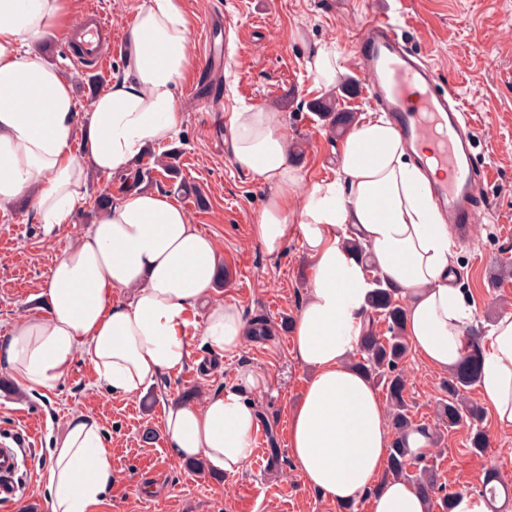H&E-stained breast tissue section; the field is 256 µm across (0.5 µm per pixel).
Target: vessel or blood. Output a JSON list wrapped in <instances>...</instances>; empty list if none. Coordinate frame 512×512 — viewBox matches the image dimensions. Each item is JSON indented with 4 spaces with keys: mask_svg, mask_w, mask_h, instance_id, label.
I'll return each mask as SVG.
<instances>
[{
    "mask_svg": "<svg viewBox=\"0 0 512 512\" xmlns=\"http://www.w3.org/2000/svg\"><path fill=\"white\" fill-rule=\"evenodd\" d=\"M109 24L97 9H90L71 42L69 59L98 70L105 60L99 50ZM356 45L365 77L364 92L375 107L393 120L407 144L429 140L431 154H417L419 165L428 159L445 166L450 178L431 186V194L446 222L459 238H467L476 221L480 199L475 188L471 141L462 131L468 115L450 86L444 84L424 59L409 51L391 16L374 12ZM25 435L0 439V502L14 500L22 490L20 471L26 465Z\"/></svg>",
    "mask_w": 512,
    "mask_h": 512,
    "instance_id": "obj_1",
    "label": "vessel or blood"
}]
</instances>
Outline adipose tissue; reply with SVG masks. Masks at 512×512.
I'll list each match as a JSON object with an SVG mask.
<instances>
[{
	"label": "adipose tissue",
	"instance_id": "obj_1",
	"mask_svg": "<svg viewBox=\"0 0 512 512\" xmlns=\"http://www.w3.org/2000/svg\"><path fill=\"white\" fill-rule=\"evenodd\" d=\"M73 26V0H0V206L26 199L39 223L72 224L86 207L90 173L130 172L184 125L175 96L193 65L181 0H146L127 35V78L78 113L72 82L40 48ZM233 165L268 189L252 234L271 257L299 239L310 287L292 326L304 370L288 425L304 484L341 506L369 498L371 512H431L433 499L386 478L392 434L375 385L354 366L372 311V276L406 308L405 333L424 365L454 370L482 360L481 390L499 425L512 428V312L480 341L473 305L456 284L453 242L431 197L437 168L423 169L385 113L353 123L337 176L304 183L273 113L255 106L224 116ZM371 251L365 264L346 242ZM221 258L170 195L134 187L113 200L62 252L38 294L44 314L19 319L0 340V367L29 391L53 389L83 356L112 392L142 395L191 360L189 313L206 303L203 342L237 353L246 325L237 306L213 300ZM127 291L115 299L116 291ZM263 375L241 370L202 404L177 401L163 436L178 459H201L224 476L253 454ZM49 512H94L112 486V458L96 418L72 416L46 467Z\"/></svg>",
	"mask_w": 512,
	"mask_h": 512
}]
</instances>
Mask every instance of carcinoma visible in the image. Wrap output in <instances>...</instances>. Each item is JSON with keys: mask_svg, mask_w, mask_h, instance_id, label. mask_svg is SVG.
<instances>
[{"mask_svg": "<svg viewBox=\"0 0 512 512\" xmlns=\"http://www.w3.org/2000/svg\"><path fill=\"white\" fill-rule=\"evenodd\" d=\"M336 101L333 99L318 100L312 103L311 109L316 112L329 130L342 134L353 120L350 112L335 111ZM372 309L383 316L389 323V335L377 336L371 330L362 336L360 352L362 360L358 367L376 381L386 391V398L391 407L389 422L395 438L389 451V471L395 475H403L412 479L429 495L436 496L437 483L432 471L422 465L424 459L415 457L406 444V435L415 423L408 415V404L405 397L407 380L404 375L403 362L409 351V344L404 334L405 309L395 297L391 288L378 287L372 294ZM247 335L254 339H265L271 335L268 320L255 316L247 322ZM481 361L469 357L455 370L442 391L446 400L441 402V417L448 427L457 426L463 419H469L476 430L470 444L471 450L480 453L486 446V437L479 424L483 418L482 409L475 404L464 401L467 387L479 382L481 378ZM413 465L419 466L416 472L409 471Z\"/></svg>", "mask_w": 512, "mask_h": 512, "instance_id": "1", "label": "carcinoma"}]
</instances>
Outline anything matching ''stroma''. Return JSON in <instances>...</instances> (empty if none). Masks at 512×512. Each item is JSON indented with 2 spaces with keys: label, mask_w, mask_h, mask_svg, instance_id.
I'll return each instance as SVG.
<instances>
[{
  "label": "stroma",
  "mask_w": 512,
  "mask_h": 512,
  "mask_svg": "<svg viewBox=\"0 0 512 512\" xmlns=\"http://www.w3.org/2000/svg\"><path fill=\"white\" fill-rule=\"evenodd\" d=\"M144 2L75 0V19L94 5L112 27L113 43L104 49L110 65L100 73L103 85L126 75L120 45ZM182 6L191 21V51H198L210 23L224 41L221 106L205 104L207 85L198 68H191L176 89L185 123L168 145L177 154L178 178L195 186L207 206L198 208L196 196L176 192L178 178L151 170L147 158L141 165L150 174L142 186L174 196L193 224L216 242L229 272L222 299L235 303L243 317L266 315L274 332L246 341L237 354L216 355L202 343L205 308L200 305L188 335L195 365L160 376L143 396L109 391L82 357L50 391L1 390L0 436L19 429L27 432L30 446L22 493L0 504V512H49L44 483L49 451L68 419L79 413L92 415L105 428L112 455V488L98 512H338L304 485L288 446L289 415L302 394L303 372L291 354L285 325L307 296L310 266L298 240H290L276 257L254 241L252 226L267 190L232 164L217 117L242 106L275 112L304 180L335 178L342 139L310 108L328 93L314 87L306 62L318 47L334 48L345 69L342 80L354 88L339 94L337 110L371 111L356 49L368 8L387 10L398 19L404 42L434 65L441 80L451 82L468 109L477 163L488 173L479 185L486 207L469 239L454 245L458 282L479 320L473 338L484 336L486 322L496 315L512 311V276H496L498 262L512 257V0H182ZM87 223L83 217L49 229L25 201L0 207V338L14 322L36 313L41 284ZM243 368L267 378L266 390L255 398L262 441L243 470L226 477L190 469L171 457L162 436L169 404L185 397L202 402L212 390L233 386ZM405 374L410 416L434 436L426 462L444 493L482 490L491 472L512 491V429L501 428L486 408L482 427L488 446L483 454H473L468 425L448 430L439 417L447 373L411 354ZM272 447L279 450L274 459L268 453Z\"/></svg>",
  "instance_id": "1"
}]
</instances>
